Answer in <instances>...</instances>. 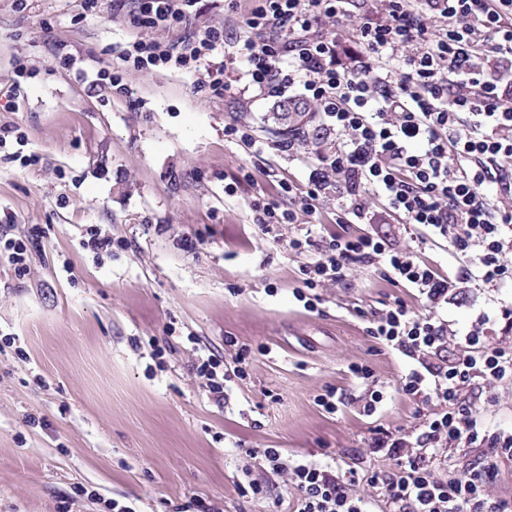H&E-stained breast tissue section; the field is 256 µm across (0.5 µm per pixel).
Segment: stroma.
Segmentation results:
<instances>
[{"label":"stroma","mask_w":512,"mask_h":512,"mask_svg":"<svg viewBox=\"0 0 512 512\" xmlns=\"http://www.w3.org/2000/svg\"><path fill=\"white\" fill-rule=\"evenodd\" d=\"M225 0H198L188 24L141 30L99 0H0V126L19 136L0 149V237L38 240L24 276L0 256V512H181L202 500L219 512H271L295 502L287 473L246 456L276 448L285 464L361 463L354 496L375 499L392 463L372 452L376 431L409 433L437 401L396 387L411 361L366 334L383 302L424 299L353 267L345 282L319 289L315 311L294 295L307 255L288 248L294 226L263 234L255 200L302 181L305 161L327 151L335 133L307 123L294 151L267 132L275 100L235 84L212 97L195 76L120 68L126 93L95 84L97 70L120 67L138 38L165 45L220 25L227 39L245 30ZM78 60L63 66L53 47ZM29 78L9 87L16 65ZM242 123L248 147L225 137ZM112 248L94 250L92 234ZM512 303V288L470 286L447 308L456 350L478 315ZM233 344H226V337ZM250 357L244 379L218 403L193 369L198 358L233 364ZM374 378L355 380L352 364ZM384 400L363 413L374 386ZM341 389L345 404L326 413L316 397ZM468 403L485 429L512 430V380L475 379ZM487 449L447 448L441 478L486 462ZM267 496H242L251 480Z\"/></svg>","instance_id":"35a3bbf8"}]
</instances>
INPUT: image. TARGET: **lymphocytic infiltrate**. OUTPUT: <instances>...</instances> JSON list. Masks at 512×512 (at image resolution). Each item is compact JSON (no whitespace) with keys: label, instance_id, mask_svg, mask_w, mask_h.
<instances>
[{"label":"lymphocytic infiltrate","instance_id":"lymphocytic-infiltrate-1","mask_svg":"<svg viewBox=\"0 0 512 512\" xmlns=\"http://www.w3.org/2000/svg\"><path fill=\"white\" fill-rule=\"evenodd\" d=\"M375 2L373 15L355 28L364 58L354 65L342 61L339 40L323 27L354 17L355 0H260L225 63L211 60L224 43L220 25L179 49L140 39L119 58L137 70L201 73L217 98L240 76L259 90L316 104L320 126L336 134L333 149L312 159L306 181L281 183L293 207L273 199L253 206L254 223L268 234L335 196V231L319 243L307 234L288 239L297 253L319 250L300 266L294 290L306 310L316 309L318 288L343 282L357 265L433 305L453 299L462 282L512 288V0ZM193 5L112 0L113 11L126 12L140 29L186 24ZM374 198L399 223L424 227L430 240L469 259L461 276L367 231ZM501 318L511 319L512 307L481 315L451 362L441 358L448 326L437 314L415 312L397 298L370 320L368 336L415 362L400 392L447 405L412 433L373 437L372 448L394 465L382 480L389 512H512V497L487 492L498 459L512 457V432L485 430L461 399L474 379H512V351L486 338ZM428 355L439 364H424ZM447 445H475L490 456L481 469L441 479L432 452ZM290 474L299 492L294 512H375L373 500L349 491L354 468L339 473L301 462Z\"/></svg>","mask_w":512,"mask_h":512}]
</instances>
